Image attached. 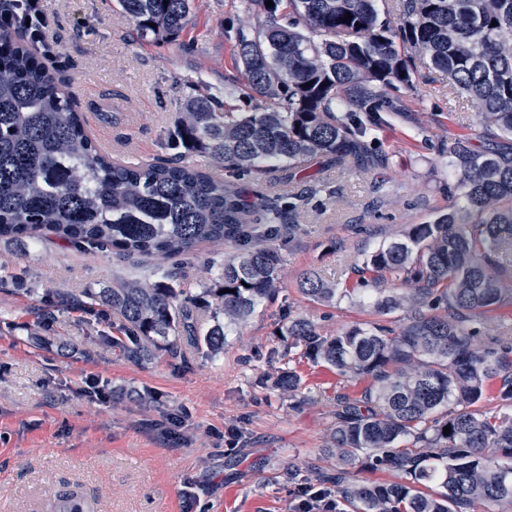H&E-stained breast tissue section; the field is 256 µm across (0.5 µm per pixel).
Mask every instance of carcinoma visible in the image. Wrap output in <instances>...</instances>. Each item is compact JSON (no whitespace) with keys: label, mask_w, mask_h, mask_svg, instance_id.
Instances as JSON below:
<instances>
[{"label":"carcinoma","mask_w":512,"mask_h":512,"mask_svg":"<svg viewBox=\"0 0 512 512\" xmlns=\"http://www.w3.org/2000/svg\"><path fill=\"white\" fill-rule=\"evenodd\" d=\"M266 2L240 0L256 19L235 36L250 110L190 98L171 135L184 155L257 180L278 166L289 181L313 157L359 173L385 167L367 136L400 111L396 92L414 91L421 55L448 77L449 94L479 108L480 129L442 146L448 211L368 255V279L345 288L312 272L301 280L313 302L347 299L403 317L336 336L305 318L282 325L302 357L369 381L358 398L336 396V492L352 512H512V336H492L479 351L473 326L477 316L512 321V289L496 255L512 237V0ZM118 3L158 39L185 28L193 8V0ZM304 200L290 186L256 203L238 183L180 158L140 164L102 153L25 32L0 27V241L26 248L47 230L85 252L161 262L157 280L60 296L116 315L112 344L128 359H148L160 339L175 357L224 351L231 327L278 291L281 258L269 242L298 225ZM204 244L236 252L191 293L163 262ZM390 279L399 287L382 288ZM300 385L291 368L274 381L290 395ZM492 386L507 411L479 407ZM363 468L399 480H361Z\"/></svg>","instance_id":"1"}]
</instances>
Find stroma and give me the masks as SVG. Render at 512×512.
Masks as SVG:
<instances>
[{"label":"stroma","mask_w":512,"mask_h":512,"mask_svg":"<svg viewBox=\"0 0 512 512\" xmlns=\"http://www.w3.org/2000/svg\"><path fill=\"white\" fill-rule=\"evenodd\" d=\"M195 18L179 36H137L117 0H45L53 64L98 145L133 161L170 157L169 134L191 95H216L243 112L241 92L225 94L239 73L234 36L253 24L239 0H194ZM415 93L403 112L371 136L386 167L358 174L324 159L303 163L293 183L306 205L294 232L274 242L282 257L279 291L226 338L222 353L155 350L142 363L109 344L112 313L61 305L59 295L148 277L151 266L112 251L86 254L54 236L28 249L0 244V512H45L54 497L79 491L93 512H295L306 489L335 493L338 468L327 447L337 394L360 397L363 382L301 358L279 331L310 319L333 336L367 319L359 306L309 301L304 272L339 285L362 277L367 254L397 232L447 208L448 176L440 152L449 134L478 124L472 102L449 96L448 79L429 60L416 63ZM384 190L376 194L374 183ZM231 245H202L172 259L182 287L214 277ZM46 316L47 341L30 334ZM292 367L295 396L266 376ZM109 382L112 398L96 404L81 390L88 374ZM190 415L187 441L175 448L157 428L168 414Z\"/></svg>","instance_id":"1"}]
</instances>
